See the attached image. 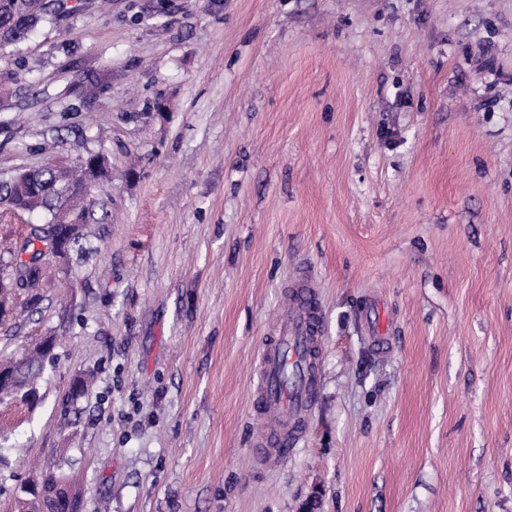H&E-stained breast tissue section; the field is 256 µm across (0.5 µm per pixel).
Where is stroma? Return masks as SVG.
Returning <instances> with one entry per match:
<instances>
[{
	"mask_svg": "<svg viewBox=\"0 0 512 512\" xmlns=\"http://www.w3.org/2000/svg\"><path fill=\"white\" fill-rule=\"evenodd\" d=\"M67 4L0 56V179L103 154L108 218L0 324L57 341L0 401V512L49 473L79 512H512V0ZM304 270L318 391L262 468ZM293 308L286 314L275 336H270L260 353L256 411L261 423L253 438L257 460H288L307 424L318 380L309 367V356L319 352V312L314 290L301 284L292 291ZM306 357V361H305ZM299 365L303 374L286 384L283 372ZM37 354L38 352L35 348L30 356L21 357L23 365L15 378L18 386L25 388L36 386V381L40 377L45 364L40 357L35 356Z\"/></svg>",
	"mask_w": 512,
	"mask_h": 512,
	"instance_id": "35a3bbf8",
	"label": "stroma"
}]
</instances>
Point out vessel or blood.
Returning a JSON list of instances; mask_svg holds the SVG:
<instances>
[{
	"label": "vessel or blood",
	"instance_id": "vessel-or-blood-1",
	"mask_svg": "<svg viewBox=\"0 0 512 512\" xmlns=\"http://www.w3.org/2000/svg\"><path fill=\"white\" fill-rule=\"evenodd\" d=\"M293 308L260 353L256 411L261 423L253 438L255 457L267 462L288 459L294 452L311 411L318 373L305 359L320 349L319 312L314 291L299 285Z\"/></svg>",
	"mask_w": 512,
	"mask_h": 512
}]
</instances>
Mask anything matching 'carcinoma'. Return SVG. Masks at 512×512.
<instances>
[{"instance_id":"obj_1","label":"carcinoma","mask_w":512,"mask_h":512,"mask_svg":"<svg viewBox=\"0 0 512 512\" xmlns=\"http://www.w3.org/2000/svg\"><path fill=\"white\" fill-rule=\"evenodd\" d=\"M43 20L44 4L39 0H0V52L13 54L20 51L31 31ZM86 180L87 169L83 165L72 169L53 166L22 171L0 184L1 205L26 212L40 210L50 216L47 226H37L32 230L21 252L29 253L33 260L37 259L50 227L61 232L73 221L100 223L88 197L76 191ZM16 273L38 284L44 282L47 269H23L20 263L6 262L0 256V280L9 279ZM22 361L16 384L32 388L44 369V362L33 354L23 357Z\"/></svg>"}]
</instances>
